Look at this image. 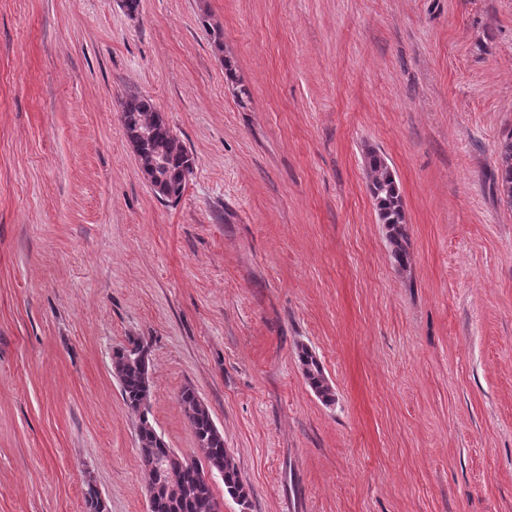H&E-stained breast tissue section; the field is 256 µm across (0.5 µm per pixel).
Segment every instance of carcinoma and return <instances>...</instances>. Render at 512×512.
Wrapping results in <instances>:
<instances>
[{
  "label": "carcinoma",
  "instance_id": "cac0c4a2",
  "mask_svg": "<svg viewBox=\"0 0 512 512\" xmlns=\"http://www.w3.org/2000/svg\"><path fill=\"white\" fill-rule=\"evenodd\" d=\"M122 124L137 156L140 169L156 194L167 203L180 201L187 180L193 173L194 158L174 133L165 115L144 95L129 94L121 103ZM163 159L157 166L154 161ZM368 189L377 212L389 231L391 257L401 268L408 262L403 201L397 182L390 178L386 160L374 151L367 154ZM501 186L512 206V140L500 152ZM149 344L142 336H129L112 352V374L122 398L136 415V440L146 487L153 491L151 512H221L210 481L201 474L210 472L221 478L224 491L243 508H250V491L244 484L235 459L224 448V436L215 424L209 407L191 386L182 388L178 400L202 453L199 459L187 458L169 448L151 418V380ZM298 358L309 387L325 404L335 402V392L316 355L303 347ZM162 473L174 480L155 489ZM85 512H99L95 481L88 479L83 491Z\"/></svg>",
  "mask_w": 512,
  "mask_h": 512
}]
</instances>
